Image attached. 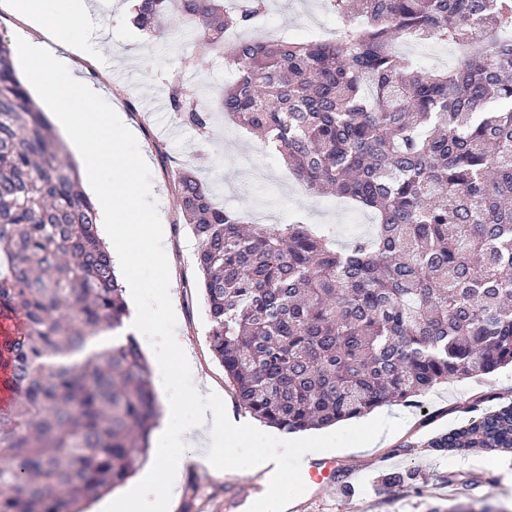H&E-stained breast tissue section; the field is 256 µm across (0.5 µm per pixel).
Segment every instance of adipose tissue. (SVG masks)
<instances>
[{
    "label": "adipose tissue",
    "mask_w": 512,
    "mask_h": 512,
    "mask_svg": "<svg viewBox=\"0 0 512 512\" xmlns=\"http://www.w3.org/2000/svg\"><path fill=\"white\" fill-rule=\"evenodd\" d=\"M0 10L22 21L26 29L17 40V53L28 66L29 79L49 100L62 132L83 158L87 181L97 191L103 223L114 225L120 245L113 252L116 262L129 269L126 285L138 288L133 275L135 256L144 254L154 262L169 260L166 228L157 213L143 209L141 200L151 191L141 172L145 156L130 149L131 133L120 112L98 111L99 89L72 69L69 58L90 60L103 55L102 44L89 42L85 28L91 22L87 0H0ZM123 159L125 174H111L114 159ZM197 417L188 428L162 437L164 448H189L188 459H178L168 474L177 485L187 464L223 472L224 447L245 430L244 425L224 421L219 392L196 401Z\"/></svg>",
    "instance_id": "ef3b65f1"
}]
</instances>
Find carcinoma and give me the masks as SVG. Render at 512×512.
Returning <instances> with one entry per match:
<instances>
[{"instance_id": "cac0c4a2", "label": "carcinoma", "mask_w": 512, "mask_h": 512, "mask_svg": "<svg viewBox=\"0 0 512 512\" xmlns=\"http://www.w3.org/2000/svg\"><path fill=\"white\" fill-rule=\"evenodd\" d=\"M333 40L241 39L214 102L166 79L169 108L211 141L214 111L257 134L310 194L376 217L344 248L296 219L246 224L187 170L176 203L198 246L209 346L241 408L296 433L412 405L512 365V0H328ZM266 0H136L150 36L174 19L201 53L254 27ZM469 46L448 71L400 57L406 32ZM111 248L62 142L0 35V512H85L132 477L158 426ZM427 441L512 450V403Z\"/></svg>"}]
</instances>
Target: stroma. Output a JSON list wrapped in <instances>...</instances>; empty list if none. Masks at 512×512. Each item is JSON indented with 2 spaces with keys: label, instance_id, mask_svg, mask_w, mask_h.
Wrapping results in <instances>:
<instances>
[{
  "label": "stroma",
  "instance_id": "1",
  "mask_svg": "<svg viewBox=\"0 0 512 512\" xmlns=\"http://www.w3.org/2000/svg\"><path fill=\"white\" fill-rule=\"evenodd\" d=\"M262 26L234 30L225 36L233 42L243 37L264 39L286 37L298 40L331 39L336 35L334 12L325 0H267ZM96 15L101 42L112 50L109 70L78 61L85 76L97 80L113 110L128 113L138 131L135 150L147 156L145 180L153 186L144 201L146 207L165 212L168 240L177 268L167 279L162 268L145 265L140 283L141 296L168 286L177 304L178 331L187 349L199 363V370L182 368L177 351L155 345L153 337L139 336L148 363L165 360L164 372L152 373L151 383L158 402L167 397L179 401L170 426L179 431L195 419L193 396L203 391L206 379L224 390V412L245 417L224 369L210 347V328L204 298L199 288L201 275L195 262L197 243L183 224L177 207L174 178L184 168L192 169L215 191L217 203L262 224H285L293 217L304 223L330 229L340 243L370 234L374 217L356 209L346 200L307 194L290 174L277 153L263 141L216 115L211 144H202L196 132L182 124L170 111L163 88L165 74L180 67L184 57L196 49L185 36L172 33L159 38L138 30L131 21L129 0H90ZM399 55L418 59L424 66L445 70L463 54L460 46L435 42L399 41ZM493 396L496 403H512V367L495 373L456 379L440 385L411 406L376 408L362 417L336 424L324 455L340 467L335 489L321 490L306 484L295 461H286L274 474L272 484L249 493L246 508L235 505L243 477L250 473L245 463L259 449L276 445L278 429L265 435L245 436L234 445L231 468L216 476L205 470L186 469L175 491H168L164 469L155 466L158 494H173L174 512H262L260 504L282 496L304 504V512H350L359 504L362 512H449L450 508L490 507L492 512H512V453L488 450L465 456L445 455L426 447L435 434L458 426L468 417L476 398ZM412 469L416 482L385 487L380 478L386 472Z\"/></svg>",
  "mask_w": 512,
  "mask_h": 512
}]
</instances>
